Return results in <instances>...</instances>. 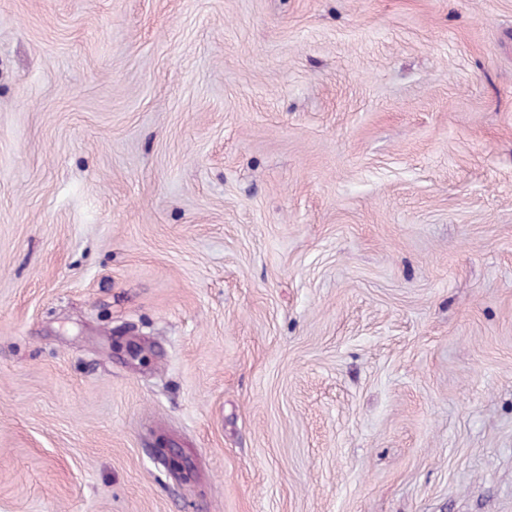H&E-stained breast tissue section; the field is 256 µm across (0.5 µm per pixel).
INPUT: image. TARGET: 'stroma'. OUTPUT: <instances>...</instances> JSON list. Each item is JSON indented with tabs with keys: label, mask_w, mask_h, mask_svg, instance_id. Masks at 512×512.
<instances>
[{
	"label": "stroma",
	"mask_w": 512,
	"mask_h": 512,
	"mask_svg": "<svg viewBox=\"0 0 512 512\" xmlns=\"http://www.w3.org/2000/svg\"><path fill=\"white\" fill-rule=\"evenodd\" d=\"M0 512H512V0H0ZM157 452L171 472L178 475L184 481H191L193 477L192 469L182 451L170 448L168 443L159 438L157 441Z\"/></svg>",
	"instance_id": "stroma-1"
}]
</instances>
